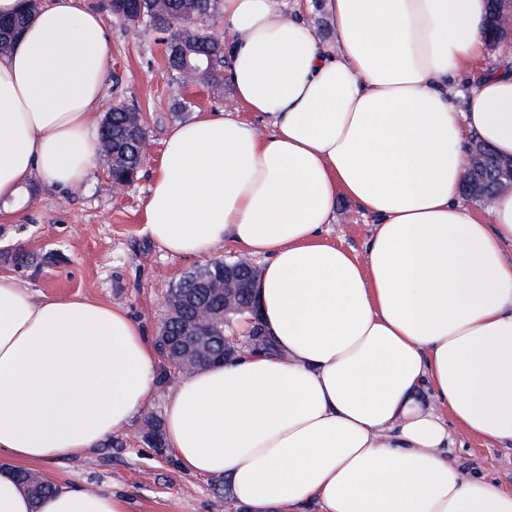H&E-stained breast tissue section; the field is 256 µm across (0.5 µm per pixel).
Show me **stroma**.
<instances>
[{
    "mask_svg": "<svg viewBox=\"0 0 512 512\" xmlns=\"http://www.w3.org/2000/svg\"><path fill=\"white\" fill-rule=\"evenodd\" d=\"M112 50L105 96L95 118L113 104L136 105L144 115L145 143L134 180L113 187L103 168H94L79 189L38 190L37 204L0 213V275L17 278L41 296L80 295L123 307L157 336L169 286L203 265L200 257H173L147 235L144 204L158 171L168 129L199 112H221L232 87L216 93L197 84L176 85L164 47L154 30L109 23ZM371 221L348 198L336 204L330 242L365 252ZM28 255L19 264L15 255ZM142 421L113 434L86 456L43 465L47 480L101 488L126 496L130 512H244L224 478L182 469L169 448H156L142 434ZM450 457L467 474L490 477L512 488V444L491 445L455 432Z\"/></svg>",
    "mask_w": 512,
    "mask_h": 512,
    "instance_id": "stroma-1",
    "label": "stroma"
}]
</instances>
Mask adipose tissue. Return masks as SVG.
<instances>
[{
	"label": "adipose tissue",
	"mask_w": 512,
	"mask_h": 512,
	"mask_svg": "<svg viewBox=\"0 0 512 512\" xmlns=\"http://www.w3.org/2000/svg\"><path fill=\"white\" fill-rule=\"evenodd\" d=\"M326 7L329 43L284 0H223L233 100L265 126L202 114L164 140L146 232L173 256L263 258L272 342L180 378L167 443L245 512H512L448 457L454 427L512 442V193L481 211L459 193L468 137L512 157V59L460 82L486 0ZM109 60L85 0H49L0 56V204L86 182ZM341 196L373 219L364 258L323 237ZM157 370L122 307L0 276V512H129L69 483L33 501L17 471L129 427Z\"/></svg>",
	"instance_id": "obj_1"
}]
</instances>
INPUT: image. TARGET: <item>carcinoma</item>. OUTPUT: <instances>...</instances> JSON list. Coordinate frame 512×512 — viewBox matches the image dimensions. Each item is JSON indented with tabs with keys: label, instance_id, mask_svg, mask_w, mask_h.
<instances>
[{
	"label": "carcinoma",
	"instance_id": "obj_1",
	"mask_svg": "<svg viewBox=\"0 0 512 512\" xmlns=\"http://www.w3.org/2000/svg\"><path fill=\"white\" fill-rule=\"evenodd\" d=\"M220 0H100L99 7L106 15L125 25H144L153 30L169 32L165 43L168 68L172 80L178 85L205 83L216 91L224 88V38L212 35L204 28L219 11ZM40 5L23 0L20 11L0 20V54L12 50L25 26L39 11ZM136 108L126 103L113 105L101 124V155L109 160V173L116 180L140 166L144 131L135 119ZM495 178L492 157L487 154L472 160L467 182L476 181L487 189ZM224 278L220 263L213 260L187 272L169 289V297L177 308L167 320L169 338L181 335L185 322L196 312L207 309L216 321L206 332L211 339L210 350L224 352V303L227 298L218 291ZM234 306L238 312L229 318L250 315L248 309L254 299L249 288L232 291Z\"/></svg>",
	"mask_w": 512,
	"mask_h": 512
}]
</instances>
